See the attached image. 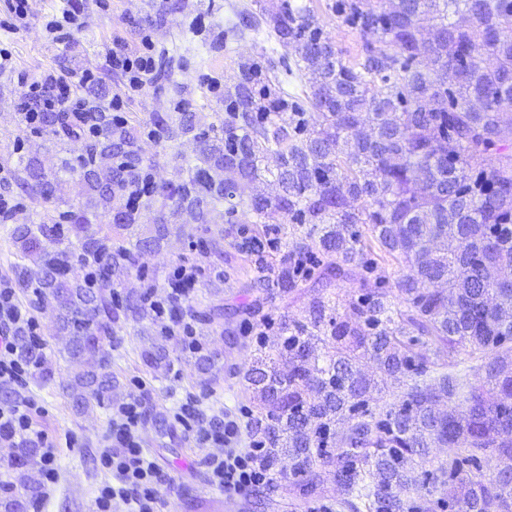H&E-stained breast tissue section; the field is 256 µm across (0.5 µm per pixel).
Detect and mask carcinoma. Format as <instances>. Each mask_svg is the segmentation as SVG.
<instances>
[{"label":"carcinoma","mask_w":512,"mask_h":512,"mask_svg":"<svg viewBox=\"0 0 512 512\" xmlns=\"http://www.w3.org/2000/svg\"><path fill=\"white\" fill-rule=\"evenodd\" d=\"M328 8L362 39L357 60L339 52L327 60L321 42L330 37L311 5H261L245 21L293 41L286 74L300 72L310 92L288 91L273 62L241 68L222 147L188 112L154 118L159 138L200 141L197 163L157 195L193 216L196 246L230 274L238 265L224 257V228L210 214L239 181L262 188L242 225L252 238L285 220L299 230L279 259L255 248L246 275L266 283L262 294L228 307L187 298L175 304L177 321L210 326L228 311L257 330L260 357L246 379L264 460L279 474L288 456L299 512H310L313 497L334 512H512V43L495 36L512 27V0H334ZM90 118L44 119L55 138L83 142L78 164L65 158L61 170L79 173L85 205L10 231L28 260L13 265L15 286L56 301L64 358L81 366L65 385L80 413L121 396L115 328L146 319L162 292L152 283L122 297L117 288L133 272L146 279L138 255L172 233L162 219L140 233L154 196L127 207L143 176L136 129L103 113L91 134ZM360 122L369 131L363 143L349 135ZM112 157L121 166L100 168ZM16 183L45 202L60 185L35 157L19 159ZM308 239L326 260L309 252ZM357 262L406 272L365 289L340 315L336 282ZM311 289L305 321L274 327L266 305ZM155 332L140 350L150 371L167 365L162 342L172 337L160 325ZM17 346L39 381L54 380L42 343L22 333ZM461 355L476 371L460 368ZM190 357L203 374L218 365L201 336ZM433 446L446 459L427 460ZM489 450L497 472L486 480ZM35 465L34 449H14L13 476L0 481L4 512H15L18 485L31 502L39 495L27 480Z\"/></svg>","instance_id":"obj_1"}]
</instances>
